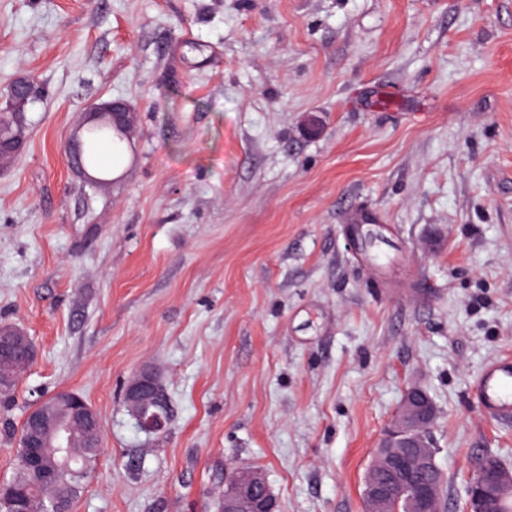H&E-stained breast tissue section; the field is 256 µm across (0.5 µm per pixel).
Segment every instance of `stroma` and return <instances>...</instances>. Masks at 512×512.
Here are the masks:
<instances>
[{
    "label": "stroma",
    "instance_id": "35a3bbf8",
    "mask_svg": "<svg viewBox=\"0 0 512 512\" xmlns=\"http://www.w3.org/2000/svg\"><path fill=\"white\" fill-rule=\"evenodd\" d=\"M24 75L45 95L0 163V323L35 359L0 402V483L62 390L101 421L74 512H217L231 464L277 512H365L413 384L441 512L485 456L512 466V420L467 396L512 355V0H0V92ZM98 100L132 123L100 186L67 160ZM144 366L158 437L121 399ZM160 380L153 370L140 369L129 379L122 394L129 415L145 434L167 428L174 416L173 406Z\"/></svg>",
    "mask_w": 512,
    "mask_h": 512
}]
</instances>
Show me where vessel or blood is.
I'll use <instances>...</instances> for the list:
<instances>
[{
	"mask_svg": "<svg viewBox=\"0 0 512 512\" xmlns=\"http://www.w3.org/2000/svg\"><path fill=\"white\" fill-rule=\"evenodd\" d=\"M470 394L486 417L511 420L512 359L502 357L488 362L473 378Z\"/></svg>",
	"mask_w": 512,
	"mask_h": 512,
	"instance_id": "obj_1",
	"label": "vessel or blood"
}]
</instances>
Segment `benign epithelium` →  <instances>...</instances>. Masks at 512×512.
<instances>
[{
    "label": "benign epithelium",
    "instance_id": "obj_1",
    "mask_svg": "<svg viewBox=\"0 0 512 512\" xmlns=\"http://www.w3.org/2000/svg\"><path fill=\"white\" fill-rule=\"evenodd\" d=\"M86 121L104 120L122 128L128 112L118 102L93 103ZM34 349L30 337L20 328L0 326V394L31 365ZM123 403L136 427L153 434L168 427L174 409L159 376L149 368L132 375L122 394ZM439 410L433 399L418 386L409 387L399 409L385 430L375 462L389 473L400 474L377 482L368 481L364 493L366 512H392L390 505L406 499L410 512H440L441 486L432 481L415 480L419 470L433 464L436 448L432 428ZM101 443L100 420L91 405L70 392L54 395L48 405L42 399L26 413V427L19 436L21 447L28 449L20 458L23 468H36L43 462L53 465L41 480L44 494L53 492L62 482L69 495L80 492L81 480L89 462L78 466L73 458V442L78 436ZM512 496V470L500 464L480 463L468 490L467 512H503ZM224 512H276V499L263 470L257 467L233 468L224 481ZM0 512H34L32 500L23 491L0 484Z\"/></svg>",
    "mask_w": 512,
    "mask_h": 512
}]
</instances>
